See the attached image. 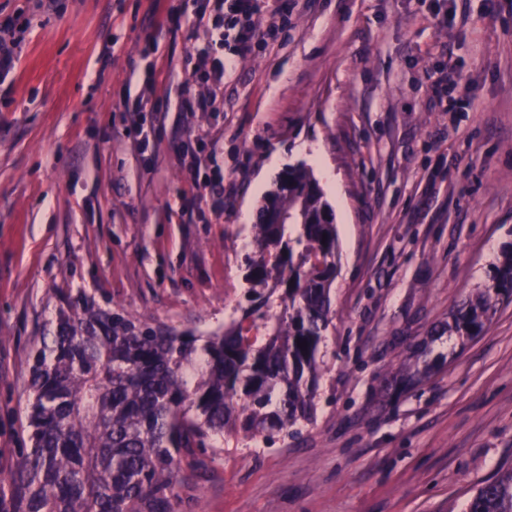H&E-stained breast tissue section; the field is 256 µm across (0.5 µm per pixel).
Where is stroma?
Wrapping results in <instances>:
<instances>
[{"instance_id": "35a3bbf8", "label": "stroma", "mask_w": 512, "mask_h": 512, "mask_svg": "<svg viewBox=\"0 0 512 512\" xmlns=\"http://www.w3.org/2000/svg\"><path fill=\"white\" fill-rule=\"evenodd\" d=\"M195 0H0L31 17L0 82V473L17 471L31 354L85 293L150 326L207 333L243 295L253 214L286 168L336 178L339 273L311 422L269 448L228 442L182 469L168 512H448L512 468V301L462 342L434 326L512 241V0H265L278 40L238 60L217 112L146 114L152 172L112 106L154 20ZM187 30L160 39L156 96L188 77ZM462 74L437 102L429 76ZM208 132L224 215L187 216L183 128ZM437 359L430 372L414 350Z\"/></svg>"}]
</instances>
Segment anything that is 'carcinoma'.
Returning a JSON list of instances; mask_svg holds the SVG:
<instances>
[{"label": "carcinoma", "mask_w": 512, "mask_h": 512, "mask_svg": "<svg viewBox=\"0 0 512 512\" xmlns=\"http://www.w3.org/2000/svg\"><path fill=\"white\" fill-rule=\"evenodd\" d=\"M244 303L205 336L148 326L80 294L62 298L33 355L23 467L0 475L14 512H142L178 497L174 473L224 437L267 447L311 420L338 266L335 216L313 175L288 168L255 214ZM512 301V242L488 282L434 335H481ZM307 346L302 347L300 343ZM465 512H512V469Z\"/></svg>", "instance_id": "carcinoma-1"}]
</instances>
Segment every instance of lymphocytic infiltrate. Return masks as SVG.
<instances>
[{
    "mask_svg": "<svg viewBox=\"0 0 512 512\" xmlns=\"http://www.w3.org/2000/svg\"><path fill=\"white\" fill-rule=\"evenodd\" d=\"M261 0H200L191 28L197 43L191 58L194 66L177 102L151 96L124 97L115 106L116 111L128 115L144 112L161 113L177 107L181 112H216L220 109L219 94L224 87L228 62L252 55L255 47L276 42L279 28L271 24L259 27ZM227 45L228 56H220L219 45ZM203 83L207 91L198 95L193 83ZM189 156V181L194 189L192 198L182 202L181 209L193 212L208 207L214 216L224 212V170L216 161V149L206 134H187L183 148Z\"/></svg>",
    "mask_w": 512,
    "mask_h": 512,
    "instance_id": "1",
    "label": "lymphocytic infiltrate"
}]
</instances>
